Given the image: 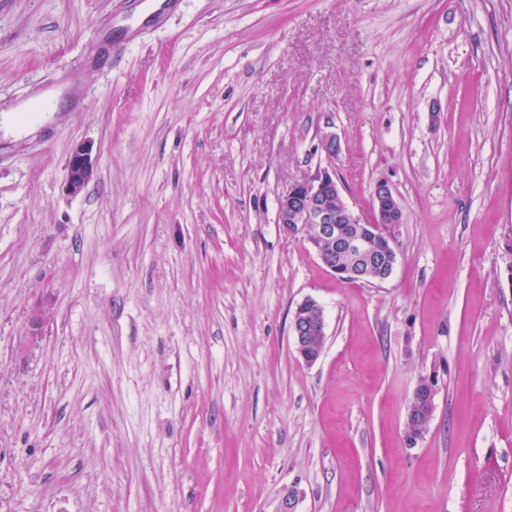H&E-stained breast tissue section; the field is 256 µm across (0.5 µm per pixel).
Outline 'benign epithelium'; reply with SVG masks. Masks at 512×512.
<instances>
[{
	"label": "benign epithelium",
	"mask_w": 512,
	"mask_h": 512,
	"mask_svg": "<svg viewBox=\"0 0 512 512\" xmlns=\"http://www.w3.org/2000/svg\"><path fill=\"white\" fill-rule=\"evenodd\" d=\"M96 173V157L93 146L79 143L72 149L67 162L66 189L79 193ZM375 219L369 228L376 234H385L392 246L389 256L396 261L397 245L392 224L404 223V214L391 186L380 181L372 193ZM277 223L289 236L309 239L316 256L328 271L342 272L338 261L344 251L366 256L371 250L370 236L364 232L342 234L337 225L358 224L360 219L346 200L340 179L332 164L318 167L314 174L297 181L279 196ZM317 306L313 300L300 304L291 320V333L297 355L306 363L313 364L320 355L309 349L313 335L325 333V319H310L305 307Z\"/></svg>",
	"instance_id": "benign-epithelium-1"
}]
</instances>
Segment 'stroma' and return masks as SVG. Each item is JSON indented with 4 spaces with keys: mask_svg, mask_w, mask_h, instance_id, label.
I'll return each instance as SVG.
<instances>
[{
    "mask_svg": "<svg viewBox=\"0 0 512 512\" xmlns=\"http://www.w3.org/2000/svg\"><path fill=\"white\" fill-rule=\"evenodd\" d=\"M149 2L0 0V107L67 89L0 125V512H512V0ZM329 161L386 281L276 222ZM96 173V157L90 144L79 143L72 149L67 162L66 189L79 193ZM372 199L375 219L372 224H366V226L375 234L383 233L389 238L393 250L389 259L391 260L393 269L398 252L394 233L391 231L388 224H403V209L398 202L395 192L385 181L376 183L373 189ZM319 305L313 300H306L300 304L293 314L291 320V333L293 336L294 349L297 355L308 364L315 363L321 356V353L316 354L309 349L311 338L316 333H325V319L320 317L311 320L305 311V307ZM325 336L316 335L312 338L313 350L319 351L323 349ZM418 385L423 395L419 400L411 398L408 405L410 422L407 428V436L414 435L415 438L421 435L422 428L430 419L429 413L432 414L433 412L432 406L436 395L435 384L431 383L430 378H421Z\"/></svg>",
    "mask_w": 512,
    "mask_h": 512,
    "instance_id": "1",
    "label": "stroma"
}]
</instances>
